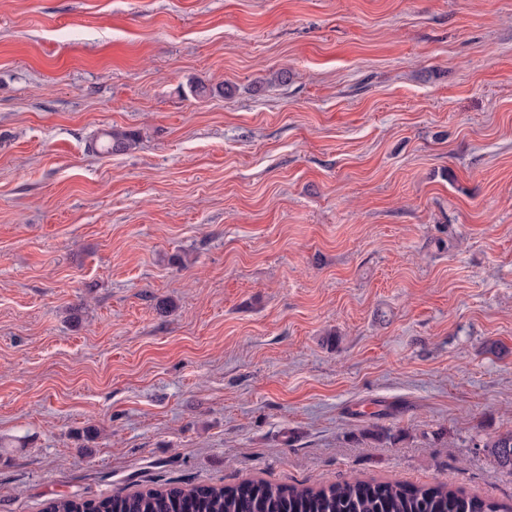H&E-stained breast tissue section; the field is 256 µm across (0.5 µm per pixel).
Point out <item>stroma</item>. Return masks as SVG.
<instances>
[{"mask_svg": "<svg viewBox=\"0 0 512 512\" xmlns=\"http://www.w3.org/2000/svg\"><path fill=\"white\" fill-rule=\"evenodd\" d=\"M506 431L512 0H0V512ZM105 140L100 149L106 154H117L132 149L137 142V135L132 131L111 130L104 134Z\"/></svg>", "mask_w": 512, "mask_h": 512, "instance_id": "1", "label": "stroma"}]
</instances>
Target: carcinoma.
<instances>
[{
    "mask_svg": "<svg viewBox=\"0 0 512 512\" xmlns=\"http://www.w3.org/2000/svg\"><path fill=\"white\" fill-rule=\"evenodd\" d=\"M137 135L111 130L100 149H132ZM476 447L488 448L500 466L512 467V432L486 434ZM45 512H512V505L470 495L446 484L414 486L400 481L350 480L325 486L244 480L232 489L168 482L159 488L98 499L60 497Z\"/></svg>",
    "mask_w": 512,
    "mask_h": 512,
    "instance_id": "obj_1",
    "label": "carcinoma"
}]
</instances>
